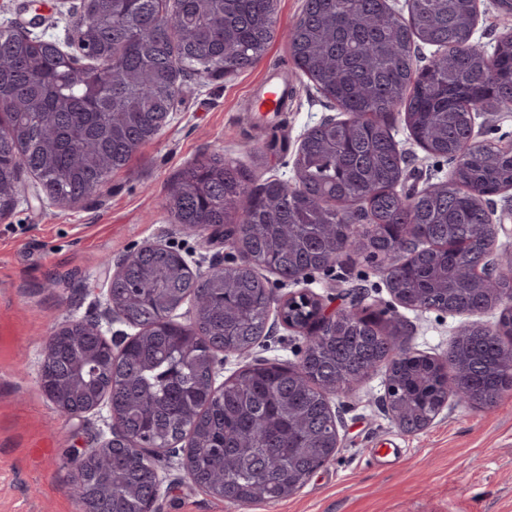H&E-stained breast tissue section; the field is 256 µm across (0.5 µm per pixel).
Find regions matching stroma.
I'll use <instances>...</instances> for the list:
<instances>
[{
	"mask_svg": "<svg viewBox=\"0 0 512 512\" xmlns=\"http://www.w3.org/2000/svg\"><path fill=\"white\" fill-rule=\"evenodd\" d=\"M305 0H278L276 35L257 65L228 79L181 74L183 102L129 164L114 171L96 198L62 208L32 193L22 176L18 202L0 217V512H79L68 492L76 450L109 435L107 407L82 417L60 414L42 393L43 345L67 320L96 317L108 268L143 245L178 251L192 270L239 256L223 237L205 242L175 224L166 185L201 154L219 153L252 171L256 183L294 178L302 135L334 109L296 68L289 34ZM80 0H0V27L70 41ZM288 88L281 112H255L251 99L269 81ZM406 156L401 191L446 179V159L420 148L395 115ZM311 289L333 306L360 302L381 318L399 316L407 346L439 356L471 319L436 310L396 307L386 274L362 257L312 274ZM305 333L275 325L251 351V361L293 364ZM385 369H377L333 401L339 447L292 496L234 506L189 479L179 460L158 464L162 484L155 512H512V394L480 408L449 400L422 431H401L385 411Z\"/></svg>",
	"mask_w": 512,
	"mask_h": 512,
	"instance_id": "35a3bbf8",
	"label": "stroma"
}]
</instances>
